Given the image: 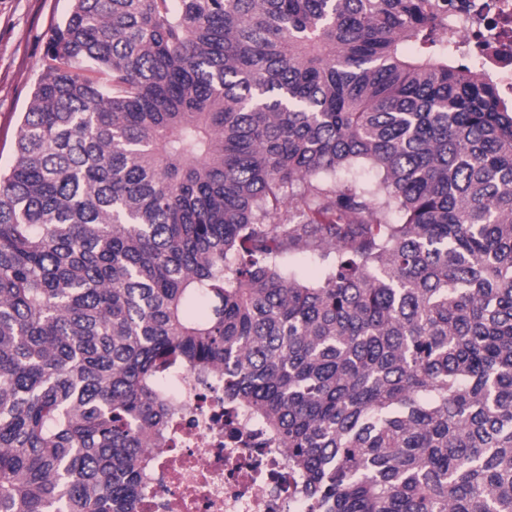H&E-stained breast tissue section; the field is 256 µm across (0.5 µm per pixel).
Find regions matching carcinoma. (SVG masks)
Listing matches in <instances>:
<instances>
[{
	"label": "carcinoma",
	"instance_id": "obj_1",
	"mask_svg": "<svg viewBox=\"0 0 512 512\" xmlns=\"http://www.w3.org/2000/svg\"><path fill=\"white\" fill-rule=\"evenodd\" d=\"M72 2L0 173V512H136L173 363L314 512H512V100L447 0ZM282 266L285 273L302 281H313L325 270V265L316 256L301 251L288 253Z\"/></svg>",
	"mask_w": 512,
	"mask_h": 512
}]
</instances>
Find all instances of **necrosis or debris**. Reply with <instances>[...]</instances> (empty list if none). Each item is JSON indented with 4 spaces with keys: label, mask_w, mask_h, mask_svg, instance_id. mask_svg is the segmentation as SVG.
<instances>
[{
    "label": "necrosis or debris",
    "mask_w": 512,
    "mask_h": 512,
    "mask_svg": "<svg viewBox=\"0 0 512 512\" xmlns=\"http://www.w3.org/2000/svg\"><path fill=\"white\" fill-rule=\"evenodd\" d=\"M448 46L512 99V0H448ZM167 404L139 512H308L288 452L249 412L224 404V372L179 365L160 377Z\"/></svg>",
    "instance_id": "1"
}]
</instances>
